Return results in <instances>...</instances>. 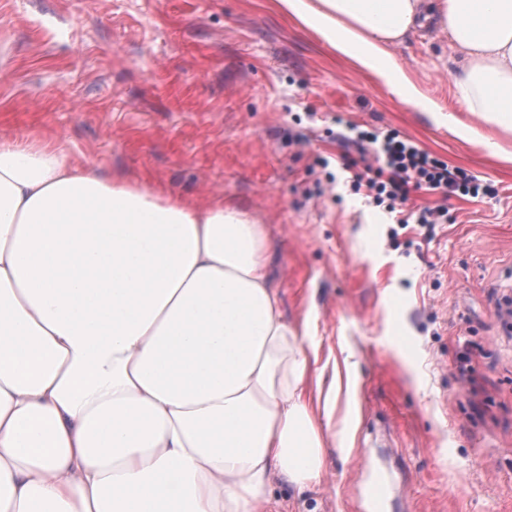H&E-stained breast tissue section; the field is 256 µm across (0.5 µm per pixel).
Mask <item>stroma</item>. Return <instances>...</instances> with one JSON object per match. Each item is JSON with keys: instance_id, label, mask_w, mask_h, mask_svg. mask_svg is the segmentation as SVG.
<instances>
[{"instance_id": "stroma-1", "label": "stroma", "mask_w": 512, "mask_h": 512, "mask_svg": "<svg viewBox=\"0 0 512 512\" xmlns=\"http://www.w3.org/2000/svg\"><path fill=\"white\" fill-rule=\"evenodd\" d=\"M422 107L339 58L272 0H0V137H52L105 173L147 176L263 224L289 324L316 346L307 390L350 430L323 483L278 482L287 512H366L370 466L394 512H512V133L454 92V51L421 29L389 50ZM395 129L491 185L425 235L336 184L343 122ZM480 126L487 142L455 135Z\"/></svg>"}]
</instances>
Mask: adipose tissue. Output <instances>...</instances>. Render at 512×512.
Wrapping results in <instances>:
<instances>
[{
  "label": "adipose tissue",
  "mask_w": 512,
  "mask_h": 512,
  "mask_svg": "<svg viewBox=\"0 0 512 512\" xmlns=\"http://www.w3.org/2000/svg\"><path fill=\"white\" fill-rule=\"evenodd\" d=\"M338 56L419 92L388 50L460 53L467 111L512 131V0H274ZM238 208L107 176L53 139L0 138V512H281L325 478L314 348Z\"/></svg>",
  "instance_id": "adipose-tissue-1"
}]
</instances>
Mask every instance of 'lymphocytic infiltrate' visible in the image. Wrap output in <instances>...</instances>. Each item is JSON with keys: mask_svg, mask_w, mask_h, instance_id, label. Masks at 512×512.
<instances>
[{"mask_svg": "<svg viewBox=\"0 0 512 512\" xmlns=\"http://www.w3.org/2000/svg\"><path fill=\"white\" fill-rule=\"evenodd\" d=\"M344 142L355 144L361 153L370 154L373 162L356 171L352 161H343L344 169L353 173L351 187L369 204L385 207L394 213L399 224H417L432 228L448 221L450 196L473 198L490 195V186L479 183L459 169H449L447 162L421 149L399 132L369 131L351 124L343 134ZM424 190L438 194L434 206L411 207L414 192Z\"/></svg>", "mask_w": 512, "mask_h": 512, "instance_id": "obj_1", "label": "lymphocytic infiltrate"}]
</instances>
